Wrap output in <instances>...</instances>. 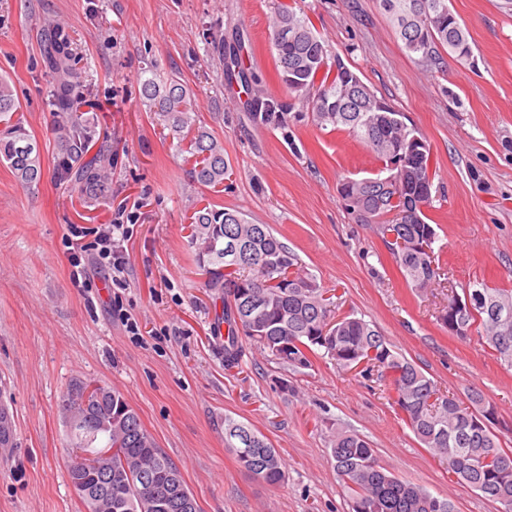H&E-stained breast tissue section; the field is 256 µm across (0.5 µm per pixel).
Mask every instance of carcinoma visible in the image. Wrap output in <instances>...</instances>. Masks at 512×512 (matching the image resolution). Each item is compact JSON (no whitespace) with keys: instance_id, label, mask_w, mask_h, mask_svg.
Listing matches in <instances>:
<instances>
[{"instance_id":"obj_1","label":"carcinoma","mask_w":512,"mask_h":512,"mask_svg":"<svg viewBox=\"0 0 512 512\" xmlns=\"http://www.w3.org/2000/svg\"><path fill=\"white\" fill-rule=\"evenodd\" d=\"M419 14V30L404 26L410 6ZM380 6L399 35L404 48L422 62L440 60L439 49L448 48L461 60L472 57L468 32L448 6V0H380ZM272 45L282 83L302 97L320 126L344 130L363 143L384 166L394 165L387 180L361 178L344 199L348 211L363 224H375L380 234L394 231L409 244L395 251L387 244L403 276L417 288L441 284L443 269L435 251L418 245L437 238L435 225L420 209L411 208L416 182L429 179L433 163L430 144L414 154L410 140L416 129L384 120L368 124L363 109L373 100L384 99L363 87L350 91L352 71L338 59L328 64L321 40L308 18L280 4L272 18ZM74 49L58 29L50 34L46 50L48 69L55 76L49 100L55 114L54 132L58 153L56 175L78 185L89 194L107 181L101 155L87 157L94 130L77 107L83 96L72 81ZM246 85L251 96L246 106L253 118L265 125L283 127L291 105L266 98L259 80L252 76ZM141 96L155 119L178 139L183 160L190 165L194 182L216 188L224 183L228 166L224 145L191 115L190 90L178 80L153 72L141 83ZM19 104L7 79L0 78V163L6 165L23 186L38 183L42 159L37 141L19 121L8 115ZM191 243L207 277V287L224 295V368L238 366L242 350L239 335L252 341L286 368L311 367L310 354L324 350L336 365L351 370L367 357L374 346L376 362L362 369L389 374L382 395L402 415L417 441L440 461L457 482L512 512V449L502 444L497 432V410L484 403L478 393L464 402L444 392L414 362L389 347L385 337L363 318L337 315L333 303L322 298L324 290L304 270L266 224H252L239 212L204 206L189 217ZM247 248L254 263H245L231 251L230 243ZM482 299L458 310L460 337L471 330L480 333L483 344L502 364L512 368V294L496 288H479ZM502 304L507 315L490 317L487 303ZM85 382L74 383L63 394L59 411L65 417L74 449L83 452L104 444L112 457L98 459L92 481L108 478L107 491L98 496L79 482L82 468L72 461L70 481L81 498L85 512H200L179 468L158 448L136 411L123 393L99 386L102 397L89 405L83 401ZM439 404H430L431 396ZM225 447L233 450L238 465L261 481L276 485L285 480V470L276 449L250 427L224 419ZM336 472L350 499L351 512H454L453 504L424 487L403 481L376 459L374 448L359 434L336 429L331 439ZM186 498L191 509H180Z\"/></svg>"}]
</instances>
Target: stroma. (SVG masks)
Here are the masks:
<instances>
[{"label": "stroma", "mask_w": 512, "mask_h": 512, "mask_svg": "<svg viewBox=\"0 0 512 512\" xmlns=\"http://www.w3.org/2000/svg\"><path fill=\"white\" fill-rule=\"evenodd\" d=\"M308 17L328 58L339 57L430 143L436 163L427 215L447 286L416 290L374 225L344 208V178L373 177L381 162L345 131L321 128L278 79L271 19L280 2ZM470 34L472 57L442 51L438 66L411 56L379 0H0V76L37 140L39 184L26 188L0 164V401L14 416L0 447V512H84L69 479V430L59 402L91 379L122 392L181 470L201 512H350L329 441L342 427L363 436L398 477L453 501L457 512L499 505L452 481L380 395L376 379L313 354L284 370L252 342L224 367L217 331L224 305L205 288L189 218L212 204L272 233L343 313L375 325L392 349L459 397L479 393L512 429V369L478 335L461 339L439 320L449 289L486 284L512 293V0H448ZM69 33L76 81L98 147L111 151L104 192L60 182L48 105L54 76L41 57L48 28ZM240 51L272 97L291 103L283 127L247 112L224 59ZM193 93L200 125L224 144L220 191L187 174L169 129L140 96L145 70ZM125 207L124 287H75L63 242L68 225L94 240ZM122 304L141 327L113 318ZM251 427L279 452L284 483L242 470L224 445V420Z\"/></svg>", "instance_id": "obj_1"}]
</instances>
